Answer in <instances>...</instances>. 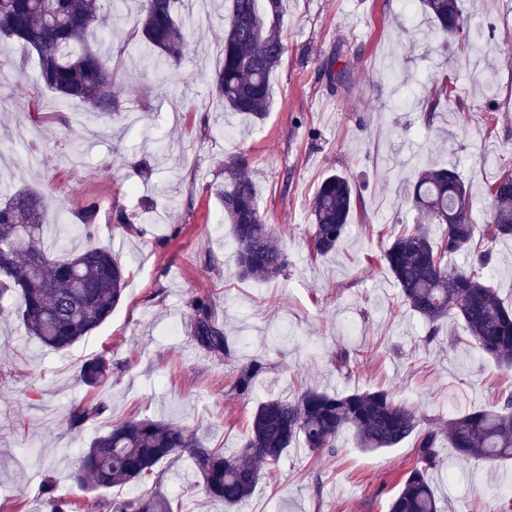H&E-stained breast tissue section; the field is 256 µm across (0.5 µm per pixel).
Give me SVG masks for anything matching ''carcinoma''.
<instances>
[{"mask_svg": "<svg viewBox=\"0 0 512 512\" xmlns=\"http://www.w3.org/2000/svg\"><path fill=\"white\" fill-rule=\"evenodd\" d=\"M102 0H0V36L15 39L35 52L44 87L62 104L83 103L93 118L112 114V59L90 41L110 26ZM184 0H145L134 21L157 57L152 65L164 81L179 69L186 42L178 15ZM229 4L224 28L223 64L212 85L229 112L257 123L270 105V76L285 54L282 36L284 0H225ZM443 43L463 39L461 0H419ZM456 87L443 81L425 105L432 122L441 98ZM224 206V222L231 225L238 246V269L244 279L267 281L288 266V253L260 211L254 180L240 158L224 162V182L216 190ZM488 212L484 231L493 241L512 238V162L481 195ZM411 204L422 221L398 231L383 250L384 262L397 286L401 303L427 325L425 342L437 338L442 325L460 321L468 341L500 365H512V307L490 283V251H478L472 212L475 197L453 168L422 166L416 172ZM48 199L23 187L0 200V299H15L26 333L44 345L65 350L107 322L121 302L128 271L111 249L87 248L54 255L45 242L44 213ZM357 206L353 181L343 172L328 175L310 204V254L336 250L346 236ZM97 207L88 203L81 229L91 237ZM440 225L433 236L429 225ZM478 252V267L453 270L448 258ZM197 344L214 355L229 353L224 328L215 322L208 299L192 302ZM261 363L239 371L233 389L248 394ZM112 362H85V384H101ZM102 403L77 404L69 412L72 427L102 416ZM354 433L360 448L378 452L406 440L413 441L415 465L407 471L389 503V512H441L430 470L440 463L442 438L464 462L512 459V393L498 397L490 408L459 414L434 426L399 401L388 388L357 389L332 394L306 388L291 400L270 399L252 413L238 452L226 456L207 448L188 429L162 420L128 419L113 424L86 450L75 482L107 489L159 480L158 468L183 454L193 464L205 495L233 507L245 503L260 478L258 465H275L295 441L311 452L335 448L336 437ZM113 512H173L170 499L158 490L112 500Z\"/></svg>", "mask_w": 512, "mask_h": 512, "instance_id": "1", "label": "carcinoma"}]
</instances>
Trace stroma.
<instances>
[{"label": "stroma", "mask_w": 512, "mask_h": 512, "mask_svg": "<svg viewBox=\"0 0 512 512\" xmlns=\"http://www.w3.org/2000/svg\"><path fill=\"white\" fill-rule=\"evenodd\" d=\"M281 66L271 105L258 123L227 112L212 87L222 65L224 0H208L202 21L186 0L179 14L186 45L171 84L160 83L148 49L130 39L138 0L102 45L115 67L111 118L87 120L74 101L59 106L41 81L35 52L0 41V190L35 188L51 200L46 222L65 250L107 246L129 275L111 318L69 349L27 336L17 305L0 322V502L16 512H105L129 488H80L73 475L91 441L129 416L194 430L210 448L233 454L255 407L293 399L307 387L332 393L385 387L423 418L445 420L494 405L512 390V367L466 341L461 324L425 343L422 320L402 306L380 255L390 236L418 216L408 198L425 162L457 168L474 193L512 158V0H464L469 39L438 45L420 6L401 0H285ZM351 70L349 91H330L319 67L331 57ZM448 76L432 125L423 102ZM243 157L260 210L288 252L274 281L241 278L236 246L216 195L224 162ZM349 175L360 198L349 236L336 252L310 255L309 203L331 172ZM97 205L94 237L76 228L87 201ZM207 297L231 341L213 355L192 337L195 297ZM361 366L340 368V353ZM112 362L88 387L81 365ZM258 360L265 368L246 396L233 383ZM106 412L71 427L72 407L89 399ZM433 484L447 512H498L512 486V461L457 463L441 450ZM412 442L379 454L353 433L333 450L292 443L277 465L262 466L252 498L229 512H388ZM50 485L51 494L40 491ZM160 490L174 512H228L207 499L190 460L164 465Z\"/></svg>", "instance_id": "1"}]
</instances>
